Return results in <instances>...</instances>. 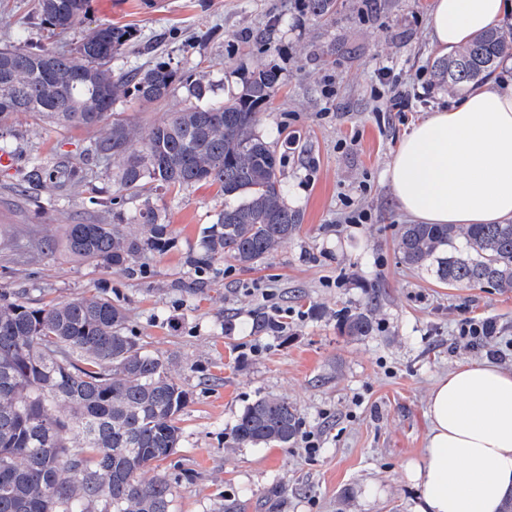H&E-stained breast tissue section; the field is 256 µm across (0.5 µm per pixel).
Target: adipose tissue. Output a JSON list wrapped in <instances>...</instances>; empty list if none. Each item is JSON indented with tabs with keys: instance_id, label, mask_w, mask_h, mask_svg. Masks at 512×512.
I'll return each instance as SVG.
<instances>
[{
	"instance_id": "1",
	"label": "adipose tissue",
	"mask_w": 512,
	"mask_h": 512,
	"mask_svg": "<svg viewBox=\"0 0 512 512\" xmlns=\"http://www.w3.org/2000/svg\"><path fill=\"white\" fill-rule=\"evenodd\" d=\"M512 13V0H435L431 41L467 42ZM402 211L422 224L512 221V83L472 88L419 122L385 170ZM424 464L406 476L414 512H500L512 492V370L463 363L433 384Z\"/></svg>"
}]
</instances>
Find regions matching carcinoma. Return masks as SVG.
<instances>
[{
    "label": "carcinoma",
    "mask_w": 512,
    "mask_h": 512,
    "mask_svg": "<svg viewBox=\"0 0 512 512\" xmlns=\"http://www.w3.org/2000/svg\"><path fill=\"white\" fill-rule=\"evenodd\" d=\"M324 19L336 0H305ZM88 0H38L51 30H79L69 50L0 46V136L21 114L60 125L96 128L80 158L56 170L66 191L93 177L91 158L132 197L195 184H217L224 209L204 229L189 261L200 269L230 260L259 267L298 232L288 207L280 160L259 133L258 112L276 94L280 75L253 73L244 91L215 100L204 71L167 61L146 70L115 71L112 59L135 37L112 25H84ZM512 57V33L491 28L434 62L436 81L455 90L490 76ZM181 93L183 108L138 139L126 122L108 121L129 98L163 105ZM172 228L149 200L112 224L90 219L65 225V253L82 262L129 271L147 254H162ZM403 262L429 268L455 287L512 291V224H403ZM351 337L373 331L371 310L345 312ZM252 329L284 326L259 312ZM189 392L169 375V360L146 349L127 327L125 309L93 293L30 306L19 292H0V512H172L177 481L144 469L172 455L182 438ZM300 432L288 399L264 395L231 429L239 447H286Z\"/></svg>",
    "instance_id": "carcinoma-1"
}]
</instances>
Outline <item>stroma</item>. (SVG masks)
Here are the masks:
<instances>
[{
  "instance_id": "obj_1",
  "label": "stroma",
  "mask_w": 512,
  "mask_h": 512,
  "mask_svg": "<svg viewBox=\"0 0 512 512\" xmlns=\"http://www.w3.org/2000/svg\"><path fill=\"white\" fill-rule=\"evenodd\" d=\"M434 0H336L315 20L296 0H170L157 15L136 0H89L87 22L132 29L116 70L165 59L185 71L211 72L222 93L242 92L260 69L280 75V89L259 113L258 129L277 145L298 233L261 266L231 261L195 270L189 257L200 232L224 207L218 186L152 195L173 229L161 255L120 272L72 260L62 250L0 252V291L24 292L39 306L106 291L127 312L147 349L169 358V374L190 394L179 448L160 469L178 481L174 512H410L416 488L408 463L422 462L429 432L427 399L436 379L462 363H482V346L460 342L464 317L491 319L497 345L512 343V292L454 288L400 259L395 240L406 217L384 176L414 125L454 98L432 82L441 50L429 38ZM36 0H0V44L73 47L76 34H50ZM393 67L411 94L406 114L386 111L372 89L380 67ZM183 106L181 97L145 106L129 99L119 118L147 135ZM87 129L21 115L0 137L20 154L0 169V224L23 240L60 236L65 224L111 220L118 187L96 177L61 208L50 178L14 193L31 160L51 171L80 154ZM366 209V224H345V203ZM287 311L283 334L251 328L257 311ZM370 308V335L347 336L338 313ZM288 398L302 441L288 447L238 448L230 432L257 397ZM157 469V470H160ZM157 470L146 469L143 479Z\"/></svg>"
}]
</instances>
